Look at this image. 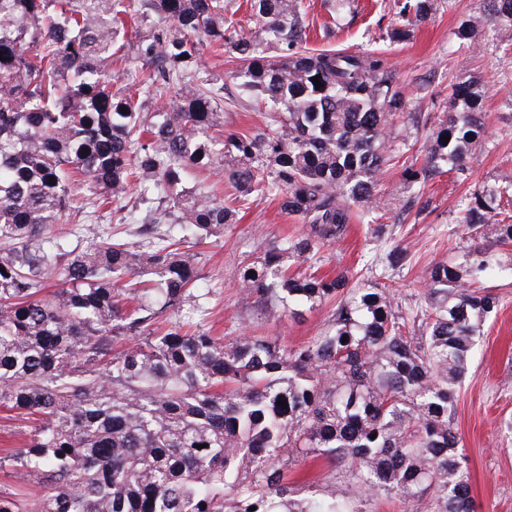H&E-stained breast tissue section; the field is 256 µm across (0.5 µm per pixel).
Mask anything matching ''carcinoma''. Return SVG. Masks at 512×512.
<instances>
[{"label":"carcinoma","instance_id":"obj_1","mask_svg":"<svg viewBox=\"0 0 512 512\" xmlns=\"http://www.w3.org/2000/svg\"><path fill=\"white\" fill-rule=\"evenodd\" d=\"M432 2L400 13L424 18ZM146 9L163 25L136 34L141 97L112 89V66L129 60L119 39ZM247 9L250 34L224 18V0H139L107 23L70 0H0V406L32 421L0 465L23 468L35 512H365L334 485L296 497L288 466L309 459L351 468L366 501L430 491L434 512H475L455 389L497 312L478 282L501 258L470 249L435 263L415 310L390 285L289 273L346 233L352 204L380 209L387 128L406 100L379 54L302 50L301 0ZM483 10L512 34V0ZM204 45L240 62L242 87L269 107L263 130L216 135L224 85L195 78ZM168 89L172 102L146 111ZM479 113L480 94L460 84L431 164L464 173L486 133ZM190 169L215 171L245 201L274 190L308 225L244 266L238 288L274 321L336 301L322 336L226 342L175 318L198 280L191 248L236 215L201 187L173 192ZM81 180L99 207L133 184L157 193L156 222L183 235L150 250L103 238L67 257L49 225L68 221ZM505 203L503 189L476 190L459 222L512 245Z\"/></svg>","mask_w":512,"mask_h":512}]
</instances>
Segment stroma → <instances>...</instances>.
<instances>
[{"label":"stroma","mask_w":512,"mask_h":512,"mask_svg":"<svg viewBox=\"0 0 512 512\" xmlns=\"http://www.w3.org/2000/svg\"><path fill=\"white\" fill-rule=\"evenodd\" d=\"M403 2L310 0L303 20L310 31L307 51L380 54L392 66L407 101L406 113L395 117L388 128L391 160L378 185L383 218L367 222L361 206H353L347 236L326 244L319 253L320 274L345 271L355 284L365 279L391 283L397 303L406 308L424 300L432 264L485 247L484 239L457 222L470 193L512 183V45L491 21L480 26L475 37L460 39V25L479 13L480 0H434L431 13L423 19L400 16ZM401 26L406 27L407 37L391 39L392 28ZM234 64L231 52L207 49L196 71L201 79L223 76L219 128L228 135L256 131L267 116L266 107L243 95L230 79ZM469 79L477 83L482 96L487 135L475 147L467 172H441L431 176L424 188L408 187L405 168L425 165L423 144L431 126L447 111L454 86ZM414 112L420 114L422 125L412 123ZM191 181L213 186L237 215L235 223L196 246L201 294L184 304L180 318L200 321L212 335L228 340L256 335L297 347L320 336L335 302L325 301L295 319L268 322L259 308L241 305L236 288L241 265L262 259L271 242L300 235L304 224L281 212L276 193L241 204L232 185L214 172H198ZM74 195L82 212L64 226L71 250H83L92 232L150 247L177 231L171 224L148 223L159 198L140 189H133L122 206L105 209L93 204L88 187L76 189ZM396 244L407 248L409 266L398 272L383 270L380 259ZM480 286L498 298L499 306L484 324L466 377L456 391L455 428L468 457L477 512H512V270H491ZM291 477L317 487L333 483L349 501L358 499L357 485L344 467L309 462L295 467Z\"/></svg>","instance_id":"1"}]
</instances>
